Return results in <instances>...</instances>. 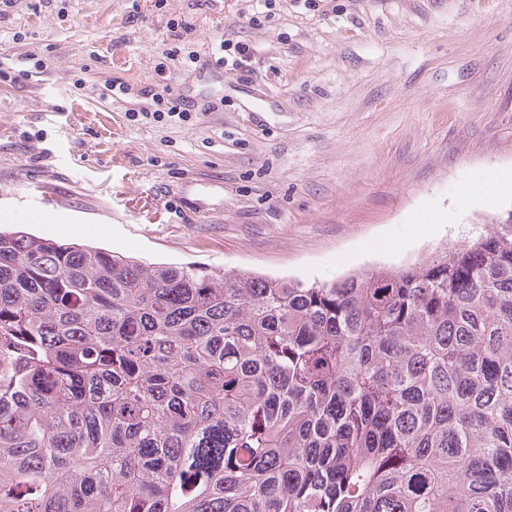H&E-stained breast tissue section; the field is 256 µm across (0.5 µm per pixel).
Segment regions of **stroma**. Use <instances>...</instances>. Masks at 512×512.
I'll use <instances>...</instances> for the list:
<instances>
[{
  "mask_svg": "<svg viewBox=\"0 0 512 512\" xmlns=\"http://www.w3.org/2000/svg\"><path fill=\"white\" fill-rule=\"evenodd\" d=\"M1 68L0 193L78 218L45 239L332 283L512 213V0H10Z\"/></svg>",
  "mask_w": 512,
  "mask_h": 512,
  "instance_id": "obj_1",
  "label": "stroma"
}]
</instances>
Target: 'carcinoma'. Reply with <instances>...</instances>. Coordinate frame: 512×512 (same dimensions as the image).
Returning <instances> with one entry per match:
<instances>
[{"label": "carcinoma", "instance_id": "carcinoma-1", "mask_svg": "<svg viewBox=\"0 0 512 512\" xmlns=\"http://www.w3.org/2000/svg\"><path fill=\"white\" fill-rule=\"evenodd\" d=\"M0 512H512V213L331 284L0 230Z\"/></svg>", "mask_w": 512, "mask_h": 512}]
</instances>
